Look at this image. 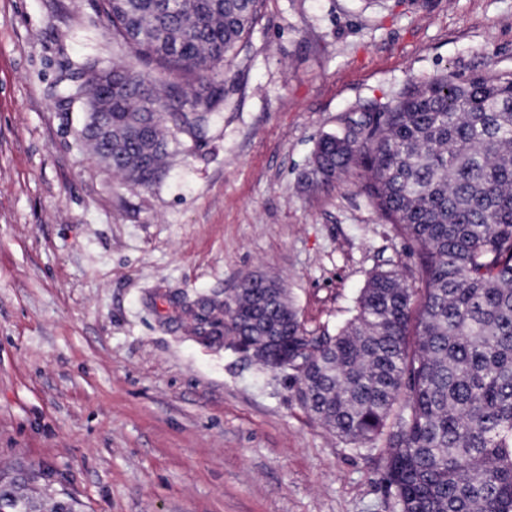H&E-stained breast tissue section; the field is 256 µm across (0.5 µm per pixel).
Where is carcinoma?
I'll return each instance as SVG.
<instances>
[{"instance_id": "carcinoma-1", "label": "carcinoma", "mask_w": 512, "mask_h": 512, "mask_svg": "<svg viewBox=\"0 0 512 512\" xmlns=\"http://www.w3.org/2000/svg\"><path fill=\"white\" fill-rule=\"evenodd\" d=\"M122 59L70 74L62 100L111 106L112 171L160 178L162 127L198 137L224 109V65L264 0H100ZM310 186L353 169L359 191L415 247L425 288L377 270L335 333L306 331L280 283L246 276L211 322L231 348H261L312 416L357 448L386 435V490L399 512H512V75L443 73L391 102L343 113L317 142ZM75 509L0 475V501Z\"/></svg>"}]
</instances>
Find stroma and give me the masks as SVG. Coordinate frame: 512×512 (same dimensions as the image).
<instances>
[{
  "mask_svg": "<svg viewBox=\"0 0 512 512\" xmlns=\"http://www.w3.org/2000/svg\"><path fill=\"white\" fill-rule=\"evenodd\" d=\"M119 56L97 0H0V470L86 512H398L385 438L357 449L280 372L201 338L241 279L281 280L311 333L370 272L418 286L357 191L304 185L344 112L444 72H512V0H265L200 138L168 127L131 187L78 136L64 80Z\"/></svg>",
  "mask_w": 512,
  "mask_h": 512,
  "instance_id": "obj_1",
  "label": "stroma"
}]
</instances>
